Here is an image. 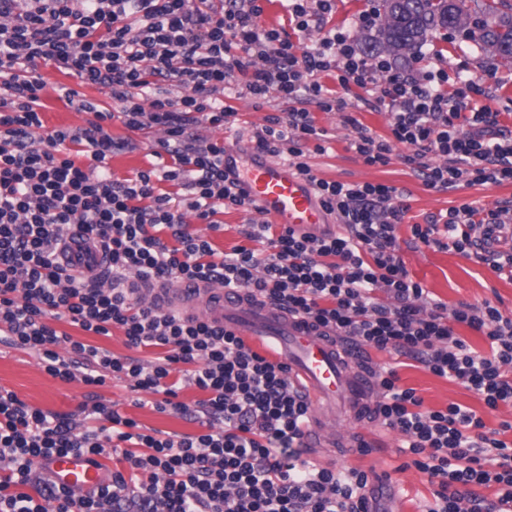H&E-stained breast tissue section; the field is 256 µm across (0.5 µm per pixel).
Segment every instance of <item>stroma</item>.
Returning a JSON list of instances; mask_svg holds the SVG:
<instances>
[{"instance_id":"obj_1","label":"stroma","mask_w":512,"mask_h":512,"mask_svg":"<svg viewBox=\"0 0 512 512\" xmlns=\"http://www.w3.org/2000/svg\"><path fill=\"white\" fill-rule=\"evenodd\" d=\"M440 55L441 66L448 74L462 72L487 93L486 103L498 112L502 126L512 130V66L486 53L464 35L433 32L418 51L404 58H392L393 67L421 75L431 70L433 55ZM46 82L42 96L41 119L43 126L38 136L44 137L57 129L85 127L89 113L79 111L77 104L60 99L57 89L67 86L78 90L80 98L107 104V96L92 87L79 85L77 80L56 67L42 68ZM322 83L342 103L341 109L332 112L315 111L317 127L325 130L324 153H317L313 144H306V160L319 178L343 183H381L396 187L404 194L410 210L403 224L397 228L399 255L410 275L429 292L430 296L448 307L459 304L490 302L504 315L512 316V280L503 279L485 264L463 255L425 245L412 236L411 227L425 223L428 216L446 211L463 203H472L487 209L508 203L512 205V183L503 185H473L456 190L436 191L425 186L422 178L404 163L403 146H395L387 165L368 166L356 156L350 143L356 136L357 126H364L377 135L390 137L389 116L381 109L368 104V87L349 84L339 86L335 75L325 74ZM225 105L235 112L229 130L255 133L266 124L269 116H286L289 105L269 93L265 99L255 100L239 93L237 87L227 88L223 94ZM107 130L114 139H128L132 148L114 153L109 170L118 180L134 178L139 171L161 168L163 162L154 157L156 143L162 138L160 129L149 128L131 131L120 121H110ZM221 126L199 119L194 131L212 142H223ZM219 229H208L193 212H186L185 220L191 229L203 234L220 252H231L237 245L246 244V234L251 225L261 223V215L254 210L227 209L217 214ZM369 361L378 366L395 368L399 384L415 389L424 401L425 408L438 410L448 404L458 403L474 410L482 417L487 428L499 429L501 423L512 422V404L502 403L489 409L481 397L461 384L435 376L413 358L396 352L368 350ZM0 387L14 392L33 408L57 414L75 412L77 407L99 397L101 401L117 403L119 411L135 419L141 426L171 434H198L199 423L167 414H160L151 407L152 394L135 392L126 379L112 378L102 386H88L80 382H64L47 374L39 365L35 353L3 347L0 348ZM371 444L368 454H354L346 461L337 462V469L358 468L373 473H384L394 485V492H382L378 506L381 512H427L435 503V485L427 474L412 467V456L404 452L402 437L398 432L371 425L367 432Z\"/></svg>"}]
</instances>
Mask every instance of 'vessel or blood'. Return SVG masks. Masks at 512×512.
Listing matches in <instances>:
<instances>
[{
  "label": "vessel or blood",
  "mask_w": 512,
  "mask_h": 512,
  "mask_svg": "<svg viewBox=\"0 0 512 512\" xmlns=\"http://www.w3.org/2000/svg\"><path fill=\"white\" fill-rule=\"evenodd\" d=\"M224 171L258 202L261 215L274 223L309 231L336 222L322 207L311 182L288 160L243 144L225 149ZM472 237L479 249L493 252L500 242L512 238V225H500L489 237L478 228ZM102 260V251L92 240L69 241L66 266L71 274L94 276ZM136 293L162 308L216 321L237 335L277 346L280 362L309 402L304 446L335 450L341 459L361 446L378 387L365 351L355 342H340L332 331L266 305L244 290L173 281L141 285ZM49 473L58 485L78 493L93 489L101 480L100 470L89 456L76 451L54 456Z\"/></svg>",
  "instance_id": "obj_1"
}]
</instances>
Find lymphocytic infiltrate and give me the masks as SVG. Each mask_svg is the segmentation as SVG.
<instances>
[{
	"label": "lymphocytic infiltrate",
	"instance_id": "lymphocytic-infiltrate-1",
	"mask_svg": "<svg viewBox=\"0 0 512 512\" xmlns=\"http://www.w3.org/2000/svg\"><path fill=\"white\" fill-rule=\"evenodd\" d=\"M257 0H0V345L34 352L52 377L101 385L126 377L133 390L155 394L157 412L199 422L204 433L142 432L113 403L80 405L83 421L34 409L0 388V512H368L365 471L336 472L304 459L309 405L285 364L253 350L243 337L198 317L182 316L136 296L131 283L175 278L248 291L290 314L354 338L364 347L412 356L432 374L479 394L488 408L512 403V316L485 302L447 308L409 276L396 231L408 211L397 189L384 184L318 178L304 143L321 142L309 104L329 112L333 100L320 81L335 71L341 86L371 84L389 116L390 137L362 127L351 147L369 166L403 161L428 187L512 182V130L476 84L436 70L424 78L367 58L351 32L332 29L318 41L294 44L261 22ZM55 65L79 86L107 91L113 109L78 100L91 113L87 127L42 128L41 67ZM261 100L277 93L290 103L257 132L265 153L288 155L313 183L339 232L299 233L254 225L247 237L263 243L217 252L190 231L181 203L157 192L153 171L113 179L108 161L120 144L104 124L119 119L131 131L164 132L158 146L172 166L167 180L190 174V209L202 223L227 208L253 202L228 182L224 149L195 135L199 115L221 126L231 115L219 100L224 86ZM183 88L169 97L167 88ZM84 146L88 166L61 157L65 142ZM512 208L464 203L411 227L431 245L474 258L472 231L501 224ZM98 240L106 276H75L59 250L69 235ZM387 302H379L377 292ZM64 320L101 336L124 332L135 349L161 348L145 362L54 328ZM464 325L486 336L478 354L456 333ZM374 411L404 436L413 465L438 482L429 512H481L478 486H496L495 512H512V447L459 404L431 410L414 389L381 368ZM203 397L189 405L180 391ZM131 470L112 472L82 496L50 478L34 481L53 456L79 451L102 457L114 450Z\"/></svg>",
	"mask_w": 512,
	"mask_h": 512
}]
</instances>
